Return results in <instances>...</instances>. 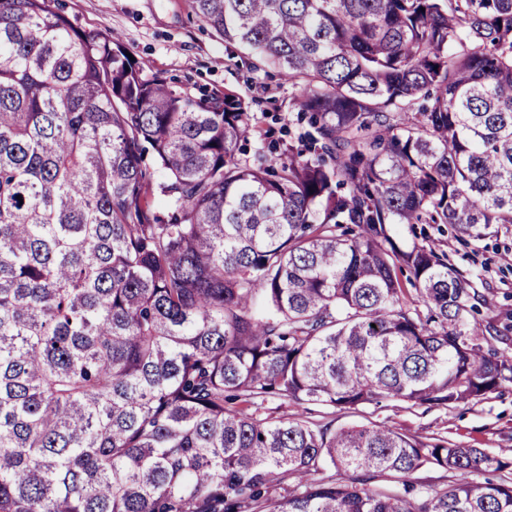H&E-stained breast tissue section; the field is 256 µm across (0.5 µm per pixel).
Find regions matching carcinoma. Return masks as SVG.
Listing matches in <instances>:
<instances>
[{"mask_svg":"<svg viewBox=\"0 0 512 512\" xmlns=\"http://www.w3.org/2000/svg\"><path fill=\"white\" fill-rule=\"evenodd\" d=\"M193 8L298 88L288 147L239 157L240 98L0 0V512H512L511 478L477 480L511 458L307 416L512 387L477 343L501 333L474 321L488 294L388 234L512 224V0ZM270 398L297 412L239 408ZM425 467L454 481L418 487Z\"/></svg>","mask_w":512,"mask_h":512,"instance_id":"obj_1","label":"carcinoma"}]
</instances>
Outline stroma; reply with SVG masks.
Returning a JSON list of instances; mask_svg holds the SVG:
<instances>
[{
  "label": "stroma",
  "mask_w": 512,
  "mask_h": 512,
  "mask_svg": "<svg viewBox=\"0 0 512 512\" xmlns=\"http://www.w3.org/2000/svg\"><path fill=\"white\" fill-rule=\"evenodd\" d=\"M192 0H52V8L83 28L115 33L142 63L145 74H162L192 96L232 92L248 103L262 134L297 126L291 105L294 87L277 70H253L252 60L227 47L223 38L199 18ZM401 248L415 238L437 243L449 263L470 272L476 288L488 289L492 313H512V226H491L479 240L461 235L449 224L392 226ZM312 420L336 427L368 422L386 424L419 437H444L464 446L512 457V391L462 404L450 411L411 408L397 401L369 405L359 413L326 414L315 406Z\"/></svg>",
  "instance_id": "stroma-1"
}]
</instances>
